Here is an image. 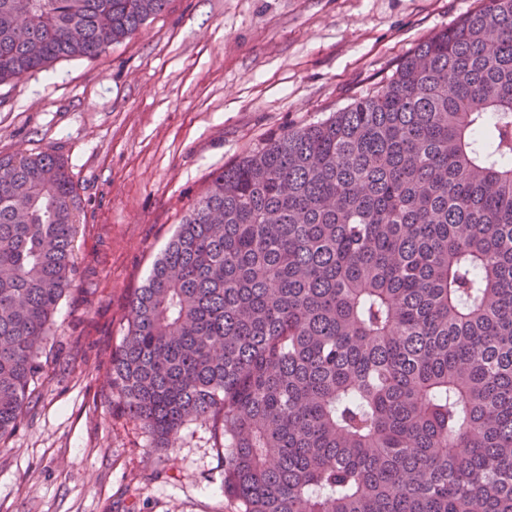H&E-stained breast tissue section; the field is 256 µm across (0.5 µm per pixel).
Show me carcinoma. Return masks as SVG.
I'll list each match as a JSON object with an SVG mask.
<instances>
[{
	"label": "carcinoma",
	"mask_w": 512,
	"mask_h": 512,
	"mask_svg": "<svg viewBox=\"0 0 512 512\" xmlns=\"http://www.w3.org/2000/svg\"><path fill=\"white\" fill-rule=\"evenodd\" d=\"M167 0H0V84ZM80 198L0 155V441L75 280ZM109 385L158 448L189 422L239 512H512V0L211 176L129 302Z\"/></svg>",
	"instance_id": "carcinoma-1"
}]
</instances>
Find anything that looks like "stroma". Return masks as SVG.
Listing matches in <instances>:
<instances>
[{"label":"stroma","mask_w":512,"mask_h":512,"mask_svg":"<svg viewBox=\"0 0 512 512\" xmlns=\"http://www.w3.org/2000/svg\"><path fill=\"white\" fill-rule=\"evenodd\" d=\"M479 0H168L93 58L0 84V154L52 149L83 211L39 400L0 443V512H238L208 424L161 449L107 384L128 299L212 172L386 84Z\"/></svg>","instance_id":"35a3bbf8"}]
</instances>
